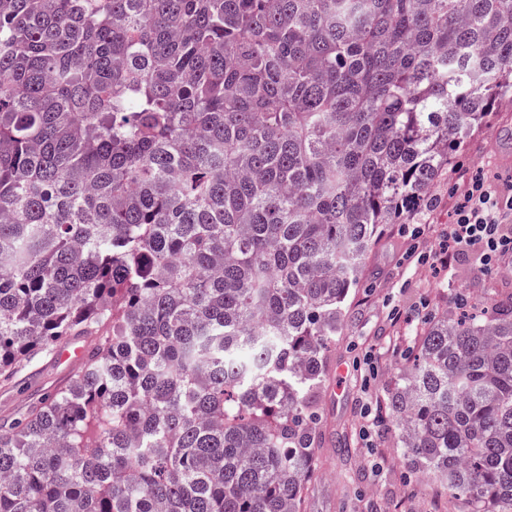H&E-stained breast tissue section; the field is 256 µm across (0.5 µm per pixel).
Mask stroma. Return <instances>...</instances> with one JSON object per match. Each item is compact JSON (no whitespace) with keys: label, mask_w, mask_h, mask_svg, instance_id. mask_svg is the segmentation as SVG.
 Wrapping results in <instances>:
<instances>
[{"label":"stroma","mask_w":512,"mask_h":512,"mask_svg":"<svg viewBox=\"0 0 512 512\" xmlns=\"http://www.w3.org/2000/svg\"><path fill=\"white\" fill-rule=\"evenodd\" d=\"M475 175L512 180V103L471 137L442 181L436 205L420 218L423 234L414 238L392 226L370 254L363 285L348 300L349 320L327 348L315 468L301 512H464L463 501L411 474L391 421L367 435L362 427L365 412L380 402L404 352L414 346L424 310L454 314L461 296L474 307L512 293L503 266L483 264L476 252H460L448 268L434 258ZM72 374L51 353L23 361L8 380L0 379V421L26 417Z\"/></svg>","instance_id":"obj_1"}]
</instances>
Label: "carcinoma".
<instances>
[{
    "label": "carcinoma",
    "instance_id": "cac0c4a2",
    "mask_svg": "<svg viewBox=\"0 0 512 512\" xmlns=\"http://www.w3.org/2000/svg\"><path fill=\"white\" fill-rule=\"evenodd\" d=\"M512 0H0V512H300L328 341L496 104ZM512 512V296L426 323L379 403ZM84 349L71 341L65 348L23 361L8 379L0 378V421L23 419L48 395L64 388L84 357Z\"/></svg>",
    "mask_w": 512,
    "mask_h": 512
}]
</instances>
